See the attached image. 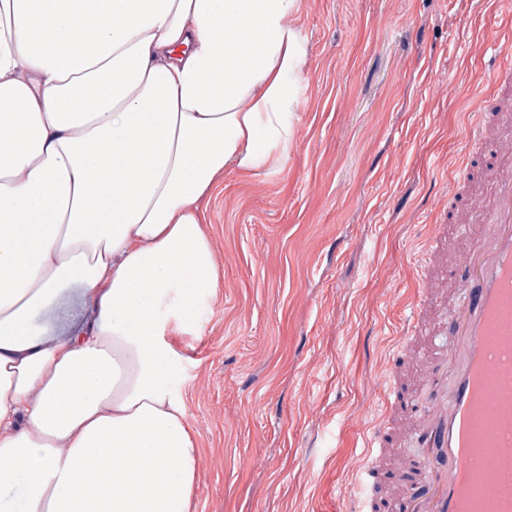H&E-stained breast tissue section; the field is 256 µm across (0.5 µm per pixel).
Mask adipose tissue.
Returning <instances> with one entry per match:
<instances>
[{
  "mask_svg": "<svg viewBox=\"0 0 512 512\" xmlns=\"http://www.w3.org/2000/svg\"><path fill=\"white\" fill-rule=\"evenodd\" d=\"M302 9L0 0V512H191L171 339L220 288L199 203L286 159Z\"/></svg>",
  "mask_w": 512,
  "mask_h": 512,
  "instance_id": "obj_1",
  "label": "adipose tissue"
}]
</instances>
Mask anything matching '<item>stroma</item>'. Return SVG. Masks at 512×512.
<instances>
[{"label":"stroma","mask_w":512,"mask_h":512,"mask_svg":"<svg viewBox=\"0 0 512 512\" xmlns=\"http://www.w3.org/2000/svg\"><path fill=\"white\" fill-rule=\"evenodd\" d=\"M298 24L288 157L206 197L221 288L203 334L173 340L192 512H341L482 71L512 48L500 0H304Z\"/></svg>","instance_id":"35a3bbf8"}]
</instances>
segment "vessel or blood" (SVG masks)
I'll return each mask as SVG.
<instances>
[{
    "label": "vessel or blood",
    "instance_id": "vessel-or-blood-1",
    "mask_svg": "<svg viewBox=\"0 0 512 512\" xmlns=\"http://www.w3.org/2000/svg\"><path fill=\"white\" fill-rule=\"evenodd\" d=\"M489 97L476 132L448 185L449 222L475 224L460 254L471 286L446 330L455 343L428 359L434 387L445 400L405 398L399 371L427 329V314L446 294L444 277L421 273L412 318L376 388L382 414L366 438L368 463L352 512H476V489L491 492L492 512H512V55L490 58ZM412 426L428 454L417 482L385 494L384 458L398 455L402 424Z\"/></svg>",
    "mask_w": 512,
    "mask_h": 512
}]
</instances>
